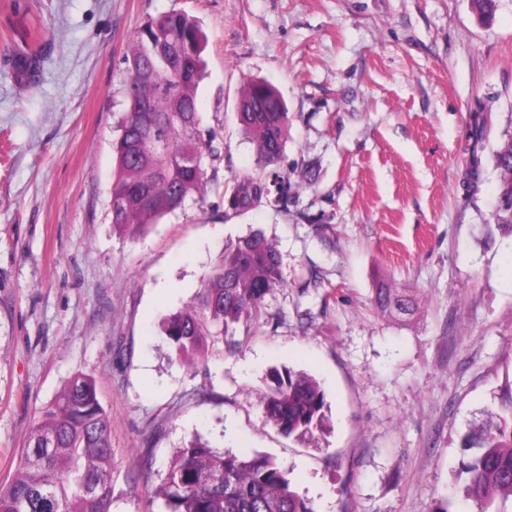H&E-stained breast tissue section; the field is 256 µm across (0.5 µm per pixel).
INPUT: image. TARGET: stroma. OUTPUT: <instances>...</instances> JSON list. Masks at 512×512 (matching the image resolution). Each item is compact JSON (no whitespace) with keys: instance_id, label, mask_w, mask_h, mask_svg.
Listing matches in <instances>:
<instances>
[{"instance_id":"stroma-1","label":"stroma","mask_w":512,"mask_h":512,"mask_svg":"<svg viewBox=\"0 0 512 512\" xmlns=\"http://www.w3.org/2000/svg\"><path fill=\"white\" fill-rule=\"evenodd\" d=\"M171 10L207 37L197 100L215 159L201 196L132 239L110 212L122 59ZM22 37L40 49L34 91ZM254 79L288 108L268 166L236 117ZM511 124L512 0L487 22L470 0H0V485L80 373L112 418V512H165L147 492L195 434L270 455L316 512H478L460 439L512 382V229L488 222ZM243 176L286 182L287 201L230 209ZM256 230L283 283L187 369L161 322ZM381 282L414 311L380 313ZM274 367L320 385L315 440L266 421Z\"/></svg>"}]
</instances>
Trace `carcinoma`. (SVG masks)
Here are the masks:
<instances>
[{
	"label": "carcinoma",
	"mask_w": 512,
	"mask_h": 512,
	"mask_svg": "<svg viewBox=\"0 0 512 512\" xmlns=\"http://www.w3.org/2000/svg\"><path fill=\"white\" fill-rule=\"evenodd\" d=\"M173 46L175 63L149 57L152 43ZM205 35L200 22L169 11L145 22L124 57L121 94L125 109L114 143L112 224L135 237L149 224L181 208L206 184L213 159L199 129L197 93L206 77ZM33 50L21 58L19 73L36 88ZM144 103L147 112L137 111ZM240 125L257 138L262 162L271 164L287 143L288 112L263 80L250 83L238 105ZM467 182L482 172L478 148L483 129L475 124ZM499 189L492 223L512 228V130L493 151ZM268 190L260 178L238 181L230 205L237 209ZM282 280L277 251L260 232L224 249L203 276L193 301L168 315L163 331L181 362L207 357L237 325L258 320L266 295ZM376 307L407 308V296L381 284ZM267 422L280 434L312 438L325 426L324 393L317 382L290 369L274 368L261 398ZM468 475L467 495L478 512H500L512 500V383L502 388L496 410L461 439ZM166 512H315L292 487L288 473L266 455L243 448L219 450L199 437L177 449L160 486L150 493ZM0 512H112L111 417L97 399L95 381L71 377L34 421L8 485L0 486Z\"/></svg>",
	"instance_id": "cac0c4a2"
}]
</instances>
